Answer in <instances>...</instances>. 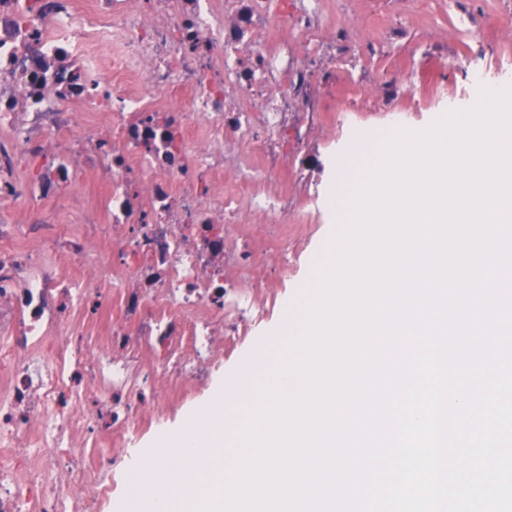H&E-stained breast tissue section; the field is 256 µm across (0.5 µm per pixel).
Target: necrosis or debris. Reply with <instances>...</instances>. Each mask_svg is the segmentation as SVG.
<instances>
[{
  "instance_id": "4bbe7bcc",
  "label": "necrosis or debris",
  "mask_w": 512,
  "mask_h": 512,
  "mask_svg": "<svg viewBox=\"0 0 512 512\" xmlns=\"http://www.w3.org/2000/svg\"><path fill=\"white\" fill-rule=\"evenodd\" d=\"M325 24L322 0H0V200L34 211L0 224V512H104L115 449L263 315L245 277L287 279L236 230L275 216L288 250L268 186L326 122ZM80 168L98 204L55 223Z\"/></svg>"
}]
</instances>
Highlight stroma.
Returning <instances> with one entry per match:
<instances>
[{"label": "stroma", "mask_w": 512, "mask_h": 512, "mask_svg": "<svg viewBox=\"0 0 512 512\" xmlns=\"http://www.w3.org/2000/svg\"><path fill=\"white\" fill-rule=\"evenodd\" d=\"M331 23L341 28L335 55L322 56L319 68L332 79L322 90V102L336 120L335 133L314 129L305 149L288 157V180H307L318 188L323 203L309 213L302 192L289 197L291 213L309 231L290 249L286 285L256 289L258 302L271 309L241 329L225 336L224 353L212 375L242 368L251 356L279 352L286 325L281 312L289 298L310 287L319 257L342 218L332 203L335 185L347 178L343 162L355 148L348 124L367 127L384 120L396 108L408 130L429 127L448 109L449 99L476 103L479 91L471 81L474 67L496 73L495 62L512 60V25L488 30L489 16L512 17V0H430L418 9L416 0H325Z\"/></svg>", "instance_id": "obj_1"}]
</instances>
